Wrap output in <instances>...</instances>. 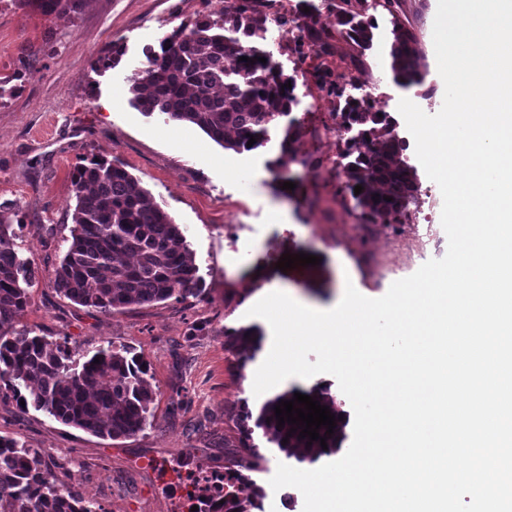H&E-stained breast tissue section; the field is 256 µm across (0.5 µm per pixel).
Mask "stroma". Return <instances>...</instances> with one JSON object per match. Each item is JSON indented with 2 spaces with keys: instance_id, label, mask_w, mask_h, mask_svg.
Returning <instances> with one entry per match:
<instances>
[{
  "instance_id": "obj_1",
  "label": "stroma",
  "mask_w": 512,
  "mask_h": 512,
  "mask_svg": "<svg viewBox=\"0 0 512 512\" xmlns=\"http://www.w3.org/2000/svg\"><path fill=\"white\" fill-rule=\"evenodd\" d=\"M438 0H405L428 76L424 85L402 87L388 68L391 18L375 11L370 50L340 41L333 55L307 48L297 57L290 29L267 34L261 43L296 80V116L305 121L297 159L286 175L295 187L283 191L268 169L277 142L236 153L198 128L144 115L131 103L127 78L147 64L148 48L209 9V0H84L78 13L45 14L20 0H0V77L22 73L16 93L0 103V204L12 207L22 253L40 275L29 289L21 325L66 340L73 357L107 344L123 345L146 362L156 392L154 421L145 431L119 440L100 438L39 412L0 402V435L46 449L60 468L57 477L77 484L104 512H183L178 474L224 469L228 414L241 404L261 406L250 392L251 376L273 342L270 325L249 309L274 291L315 310L334 308L346 284L378 298L391 284L446 253L441 211L430 221L406 220L385 227L358 224L354 209H342L341 182L332 172L343 138L314 140L315 128L332 124L336 101L313 73L355 67L372 94L373 110L388 113L401 138L410 133L398 111L401 98L421 109L444 98L433 44ZM123 54L105 67L112 46ZM120 161L180 224L203 278L201 297L167 300L103 315L79 306L52 287L49 276L66 252L73 226L74 169L90 159ZM317 256L318 264L282 271L283 253ZM258 326L261 347L244 368L232 367L224 332ZM326 386L344 412L341 450L353 435L354 411L329 374L291 377L274 394ZM254 442L265 462L248 474L263 490V512H303L293 487L273 490L278 464L312 470L325 455L304 459Z\"/></svg>"
}]
</instances>
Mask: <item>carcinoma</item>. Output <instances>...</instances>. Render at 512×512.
Wrapping results in <instances>:
<instances>
[{
  "mask_svg": "<svg viewBox=\"0 0 512 512\" xmlns=\"http://www.w3.org/2000/svg\"><path fill=\"white\" fill-rule=\"evenodd\" d=\"M47 14L75 12L82 0H21ZM330 0L336 13V34L319 26V9L311 0H299L298 16L304 44L332 53L331 40L352 41L362 48L372 45L374 18L369 10L381 8L392 17L389 67L396 83L421 85L426 71L421 63L415 32L402 16L404 0ZM264 0H236L231 9L196 17L181 25L146 51L148 66L128 77L131 104L146 115L196 127L211 140L237 153L252 151L275 137L277 157L268 163L274 178L296 161L295 144L304 120L293 116L297 104L296 81L279 66L259 61L258 48L268 31L269 17L261 10ZM310 12H304V8ZM247 60L242 61L240 57ZM319 85L336 98V114L346 129H355L369 150L341 152L342 191L370 224L390 227L402 223L418 193L415 168L403 151L405 140L390 133L387 115L372 111L371 104L347 92L343 85L314 73ZM256 142L248 144L250 138ZM75 207L71 242L50 283L73 303L103 314L123 313L173 298L183 301L203 294L196 258L180 227L163 205L122 165L101 157L76 167L72 174ZM362 192L355 194V186ZM17 234L0 217V400L23 401L56 421L101 438L118 440L134 436L153 425L155 392L147 381L148 369L125 346L108 343L84 361L73 358L66 345L41 336L33 329L17 328L28 305V288L38 274L33 259L18 250ZM224 347L254 352L263 334L257 326L224 332ZM307 395L329 407L336 418L334 434L318 429L328 451L338 448L342 424L335 402L323 389ZM294 399V393L277 395L253 415L248 404L228 415L236 431L224 447L239 449L224 466L223 512L262 509L263 493L239 495L245 470L261 468L264 457L253 443L252 427L263 430L267 441L287 455L307 447L309 437H299L303 427H278L274 408ZM295 432H290V429ZM288 443H283V439ZM48 452L11 436L0 435V512H103L74 485L59 481L47 462Z\"/></svg>",
  "mask_w": 512,
  "mask_h": 512,
  "instance_id": "carcinoma-1",
  "label": "carcinoma"
}]
</instances>
